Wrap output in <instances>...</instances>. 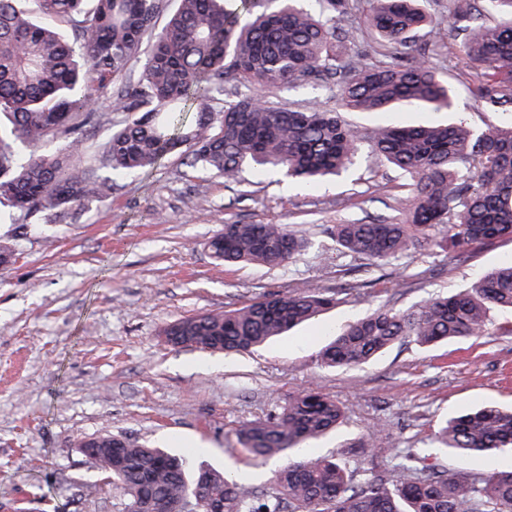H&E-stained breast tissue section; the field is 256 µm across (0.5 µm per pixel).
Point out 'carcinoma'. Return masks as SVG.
Masks as SVG:
<instances>
[{"instance_id":"cac0c4a2","label":"carcinoma","mask_w":512,"mask_h":512,"mask_svg":"<svg viewBox=\"0 0 512 512\" xmlns=\"http://www.w3.org/2000/svg\"><path fill=\"white\" fill-rule=\"evenodd\" d=\"M0 0V205L49 220L112 194L120 178L156 168L178 153L184 165L239 184L251 169L277 171L304 187L350 172L361 145L408 180L393 218L335 224L344 252L374 263L440 250L460 260L472 248L512 240V120L477 129L450 124H348L343 112H382L395 103L453 111L447 69L437 44L412 37L438 23L427 0H368L367 29L376 64L342 51L337 22L350 0H319L311 13L298 0ZM496 19L448 14L461 54L475 70L473 96L496 112H512V0H490ZM68 24L71 41L52 22ZM142 59L135 81L130 64ZM336 77L342 111L314 101L274 102L270 92ZM237 90L223 99L224 84ZM107 103L124 115L91 164H82L77 131ZM304 240L283 224H226L207 242L220 264L285 265ZM338 303L310 285L264 295L229 310L177 320L168 344L186 337L205 352H245L308 322ZM512 310V261L470 287L407 309L380 307L336 333L321 352L325 367L354 368L404 341L431 346L492 334L490 311ZM341 407L310 387L279 411L235 429L252 461L288 458L271 487L259 489L208 465L129 438L112 458L123 512H512V471L478 474L426 464L413 448L385 447L370 429L354 479L349 462L297 455L335 429ZM432 444L449 455L479 458L512 449V408L479 407L443 422Z\"/></svg>"}]
</instances>
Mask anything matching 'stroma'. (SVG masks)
Instances as JSON below:
<instances>
[{"mask_svg":"<svg viewBox=\"0 0 512 512\" xmlns=\"http://www.w3.org/2000/svg\"><path fill=\"white\" fill-rule=\"evenodd\" d=\"M457 7L456 0L429 4L447 47L453 111L402 106L349 112L347 121L364 130L505 121L471 94L475 74L446 23ZM244 178L228 185L169 155L63 220L0 207V239L11 240L16 254L0 268V512H119L118 496L101 488V473L75 446L103 433L186 453L227 473L250 471L255 486L268 487L278 461H245L234 430L311 385L335 399L344 417L305 449L335 458L371 427L382 428L386 447L427 448L446 418L479 405H512V312L504 309L490 313L492 336L431 348L406 341L360 367L320 365L337 329L386 304L408 308L470 286L512 259V240L478 247L464 261L434 250L376 266L341 254L331 225L390 217L387 199L406 193L404 177L366 148L332 183L303 189L273 171ZM227 223L284 224L307 245L282 267H224L207 242ZM301 284L347 294L248 353L174 347L162 336L180 318Z\"/></svg>","mask_w":512,"mask_h":512,"instance_id":"35a3bbf8","label":"stroma"}]
</instances>
